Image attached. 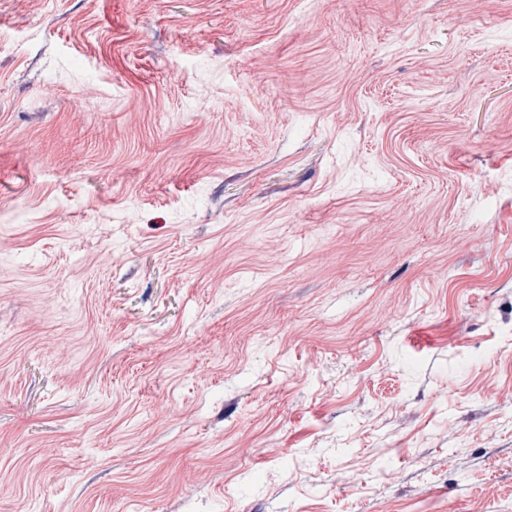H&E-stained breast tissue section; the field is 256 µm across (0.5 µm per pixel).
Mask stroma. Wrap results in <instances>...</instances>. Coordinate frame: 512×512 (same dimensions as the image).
Instances as JSON below:
<instances>
[{
	"label": "stroma",
	"mask_w": 512,
	"mask_h": 512,
	"mask_svg": "<svg viewBox=\"0 0 512 512\" xmlns=\"http://www.w3.org/2000/svg\"><path fill=\"white\" fill-rule=\"evenodd\" d=\"M0 512H512V0H0Z\"/></svg>",
	"instance_id": "stroma-1"
}]
</instances>
